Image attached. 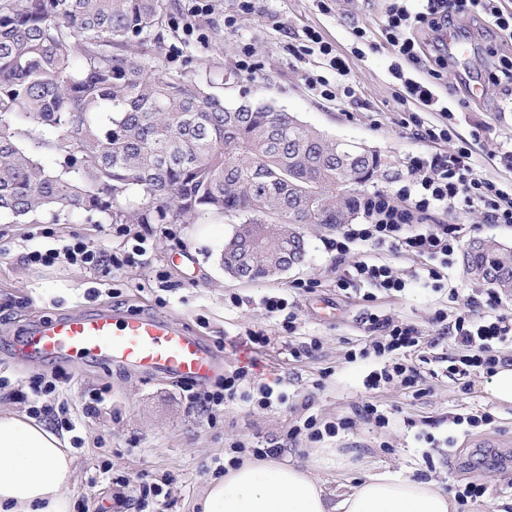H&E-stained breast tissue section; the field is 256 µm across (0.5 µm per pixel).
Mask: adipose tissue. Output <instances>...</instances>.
Here are the masks:
<instances>
[{"instance_id": "obj_1", "label": "adipose tissue", "mask_w": 512, "mask_h": 512, "mask_svg": "<svg viewBox=\"0 0 512 512\" xmlns=\"http://www.w3.org/2000/svg\"><path fill=\"white\" fill-rule=\"evenodd\" d=\"M73 459L48 425L0 411V512H70ZM202 512H455L430 480L367 477L338 498L305 468L273 459L229 469L211 482Z\"/></svg>"}]
</instances>
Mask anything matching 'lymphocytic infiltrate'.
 Listing matches in <instances>:
<instances>
[{
    "mask_svg": "<svg viewBox=\"0 0 512 512\" xmlns=\"http://www.w3.org/2000/svg\"><path fill=\"white\" fill-rule=\"evenodd\" d=\"M408 0H392L383 28V35L396 58L392 74L399 79L405 97L431 106L436 104V94L431 85L405 77L401 61L418 62L421 46L413 35L415 28L428 26L431 30L448 27L453 14L471 13L490 32H512V14H503L495 0H415L416 9H409ZM308 44L317 46L335 71L341 82L331 86L323 78L312 80L313 90L327 99L337 95L353 97L352 86L346 84L347 64L334 53L329 43L323 42L317 31L304 33ZM469 145L455 146L452 153H421L411 157L405 178L398 180L391 190L365 193L357 199L360 223L343 225L329 246L335 250L337 259H344L352 245L368 243L380 249L404 254L423 260L424 265L417 280L424 286L441 290L444 269L452 267L464 237L461 224H431L428 216L436 210L464 212L480 209L491 224H512V187H505L478 175L471 163ZM147 253L146 240L140 236L127 239L126 247L116 253L92 244L80 237L61 241L58 247L41 251L30 250L27 262L51 266L68 263L90 271L119 270L139 265ZM339 290L363 287L364 301H372L373 289L403 292L406 281L386 263L355 262L336 282ZM432 321L449 334L457 350L451 356L447 372L461 379L477 374H493L501 358V345L512 343V313L500 310L496 297H489L485 311L472 309H439ZM364 323L372 338L360 350L348 351V360L372 357L382 361L379 372L367 381L371 390L393 384L424 395L426 371L417 361L422 340L419 331L402 321L374 313L367 314ZM71 376L64 370L52 374H34L25 386L11 389L12 395L26 404L29 415L52 420L58 428L71 432L73 447L83 445L81 437L75 436L76 423L70 415L68 403L58 408L41 405V398L54 394L60 387L69 384ZM188 406L201 413L213 411L224 402L236 399L256 402L259 407L270 408L284 401V394L275 392L267 384L254 385L244 368L225 371L211 391L197 395L192 387L183 386Z\"/></svg>",
    "mask_w": 512,
    "mask_h": 512,
    "instance_id": "obj_1",
    "label": "lymphocytic infiltrate"
}]
</instances>
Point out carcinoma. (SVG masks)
I'll return each instance as SVG.
<instances>
[{
    "label": "carcinoma",
    "instance_id": "carcinoma-1",
    "mask_svg": "<svg viewBox=\"0 0 512 512\" xmlns=\"http://www.w3.org/2000/svg\"><path fill=\"white\" fill-rule=\"evenodd\" d=\"M175 9L173 0H0V216L186 224L209 212L238 219L219 254L232 277L299 265L303 225L352 223L380 156L267 102L228 107L209 92L211 73L167 74L130 52L158 42ZM463 271L512 296V247L474 240Z\"/></svg>",
    "mask_w": 512,
    "mask_h": 512
}]
</instances>
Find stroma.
I'll return each instance as SVG.
<instances>
[{"label": "stroma", "mask_w": 512, "mask_h": 512, "mask_svg": "<svg viewBox=\"0 0 512 512\" xmlns=\"http://www.w3.org/2000/svg\"><path fill=\"white\" fill-rule=\"evenodd\" d=\"M391 0H332L320 11L317 0H214L213 11L200 21L199 33L183 28H162L159 43L145 46V54L158 58L164 72L183 69L221 73L213 87L226 105L266 101L295 115L303 124L330 137L378 151L381 169L365 186L385 191L392 180L407 173L412 155L446 153L447 143H432L404 125L407 113H420L429 124L439 112L424 111L410 101L399 103L400 86L390 73L392 52L381 35ZM235 15L234 27L224 18ZM368 39L361 54H354L353 28ZM315 29L343 56L347 79L356 89L350 101L326 100L308 86V77L335 80L323 56L300 53L306 29ZM449 38L466 43V57L454 59L438 78L425 69L404 63L403 70L421 82H432L441 101L455 109L454 128L459 139L470 142L477 173L496 183H512V168L499 160L512 150V88L487 84L500 56H512V39L489 34L469 15L454 16ZM249 47L255 76L238 68L242 47ZM430 223H456L466 227V240L492 238L512 246V226L490 224L483 214L437 211ZM236 225L235 219L217 220L197 215L189 224H134L130 230L147 240L143 266L111 273L94 272L62 263L53 267L26 264L29 224L0 218V373L21 382L34 373H49L46 364L23 365L14 356V342L37 320L76 312L104 309L122 315L136 312L162 316L205 336L219 350L227 367L248 370L252 381L286 393V403L268 409L234 401L204 417L189 409L179 383L158 379L142 370L91 362L65 364L73 376L49 405L66 401L78 407L84 390L105 387L110 401L106 413L76 416V434L82 448L72 450L75 477L68 489L72 512H198L197 503L218 465L231 456L230 447L242 442L253 446L277 442L280 460L312 470L329 493L339 495L367 474L390 471L411 478L436 480L445 491L470 480L485 483L483 500L465 512H512V405L490 396L489 376L463 382L445 375L436 364L430 392L417 397L392 385L367 389L374 361L348 362V350L368 339L360 318L372 312L388 315L421 331L433 332L436 309L465 307L484 301L482 287L472 283L462 265L448 269L445 290L434 291L412 281L420 259L364 244L337 259L327 245L334 233L318 224L303 228L307 240L305 262L287 272L257 282H242L225 274L219 251ZM53 235L37 239L41 249L78 236L122 249L125 238L113 224H88L75 218L53 225ZM360 260L391 264L410 285L390 295L376 291L363 301L354 291L336 286L344 269ZM165 272L159 284L157 272ZM313 280V292L296 290V283ZM287 294L298 307L295 333L284 332L264 309L265 296ZM264 331L270 346L255 348L246 341L250 331ZM317 342L312 353L302 346ZM374 402L390 413V423L379 428L364 422L320 443L305 437L289 440L295 421L314 414L333 421L353 416L356 406ZM487 412L493 422L487 430L463 434L453 417L463 411ZM171 475V495L164 504L150 502L136 508L122 501L130 480H152Z\"/></svg>", "instance_id": "obj_1"}]
</instances>
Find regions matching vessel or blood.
<instances>
[{
    "label": "vessel or blood",
    "instance_id": "b4317fda",
    "mask_svg": "<svg viewBox=\"0 0 512 512\" xmlns=\"http://www.w3.org/2000/svg\"><path fill=\"white\" fill-rule=\"evenodd\" d=\"M16 354L47 364L81 359L132 366L160 378L204 384L223 366L205 337L171 321L107 311L40 322L18 342Z\"/></svg>",
    "mask_w": 512,
    "mask_h": 512
}]
</instances>
